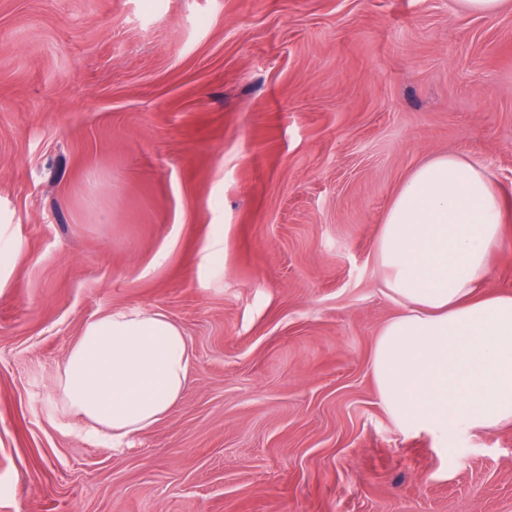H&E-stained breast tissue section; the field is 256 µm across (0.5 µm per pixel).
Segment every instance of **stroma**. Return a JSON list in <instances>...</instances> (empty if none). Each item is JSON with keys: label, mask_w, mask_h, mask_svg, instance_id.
I'll list each match as a JSON object with an SVG mask.
<instances>
[{"label": "stroma", "mask_w": 512, "mask_h": 512, "mask_svg": "<svg viewBox=\"0 0 512 512\" xmlns=\"http://www.w3.org/2000/svg\"><path fill=\"white\" fill-rule=\"evenodd\" d=\"M0 46V512H512V425L403 428L371 369L379 226L432 155L498 184L512 294V5L0 0ZM112 310L191 351L119 448L56 389Z\"/></svg>", "instance_id": "obj_1"}]
</instances>
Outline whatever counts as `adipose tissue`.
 Here are the masks:
<instances>
[{"label":"adipose tissue","instance_id":"adipose-tissue-1","mask_svg":"<svg viewBox=\"0 0 512 512\" xmlns=\"http://www.w3.org/2000/svg\"><path fill=\"white\" fill-rule=\"evenodd\" d=\"M503 244L500 190L482 164L434 156L392 199L375 257L400 310L378 334L372 372L402 427L444 437L512 424V295L482 292ZM189 366L165 313L116 310L84 325L57 387L70 411L118 444L167 416Z\"/></svg>","mask_w":512,"mask_h":512}]
</instances>
